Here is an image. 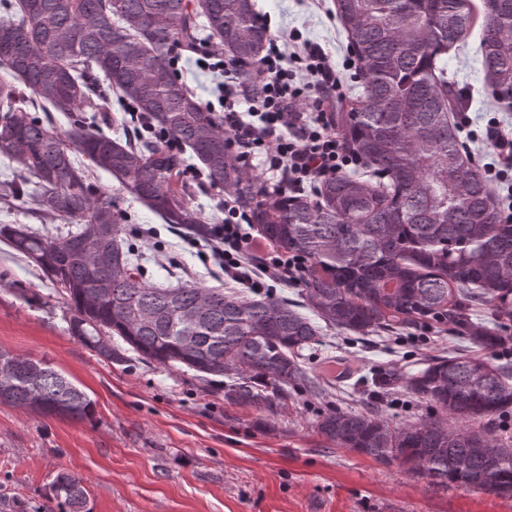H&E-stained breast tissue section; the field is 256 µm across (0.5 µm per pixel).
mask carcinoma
Here are the masks:
<instances>
[{
  "instance_id": "cac0c4a2",
  "label": "carcinoma",
  "mask_w": 512,
  "mask_h": 512,
  "mask_svg": "<svg viewBox=\"0 0 512 512\" xmlns=\"http://www.w3.org/2000/svg\"><path fill=\"white\" fill-rule=\"evenodd\" d=\"M348 48L361 63L362 91L337 113L349 147L376 174L320 181L316 198L256 186L230 153L224 119L199 101L170 65L174 46L208 37L227 47L250 96L268 32L253 0H3L0 18V157L20 165L0 182V202L70 228L60 237L26 225H0V241L24 256L68 297L69 329L87 347L104 332L163 367L185 366L232 380L225 397L272 412L307 380L297 361L322 327L286 300L250 298L203 284L162 287L145 279L122 237L123 212L94 174L114 176L166 224L201 237L206 218L181 178L189 148L208 184L250 213L274 246L305 257L303 301L325 326L369 333L402 318L436 316L464 327L470 303L495 304L512 318V224L499 207L449 114L460 99L442 57L481 24L486 85L512 108V0H335ZM29 89L33 98L24 95ZM138 113L147 135H106L112 100ZM41 110L42 119L32 114ZM69 119L58 129L51 113ZM107 251L112 265L95 267ZM17 371L0 402L23 406L37 385L64 417L82 419L93 403L48 362L0 350ZM512 376L479 358H438L407 379V389L466 421L450 428L435 415L400 428L373 411L335 410L317 424L338 448L399 465L436 486L457 485L512 498V445L470 422L512 408ZM52 490L84 512L80 477L58 473Z\"/></svg>"
}]
</instances>
